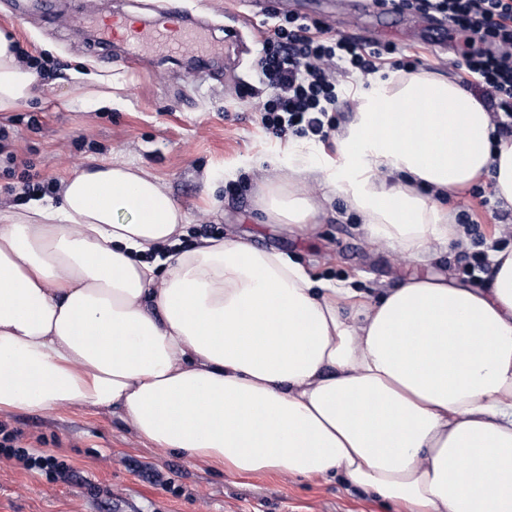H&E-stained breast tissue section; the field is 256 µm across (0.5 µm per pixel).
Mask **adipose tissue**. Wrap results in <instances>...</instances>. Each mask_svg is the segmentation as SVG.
I'll list each match as a JSON object with an SVG mask.
<instances>
[{
  "mask_svg": "<svg viewBox=\"0 0 512 512\" xmlns=\"http://www.w3.org/2000/svg\"><path fill=\"white\" fill-rule=\"evenodd\" d=\"M36 72L0 32V112ZM455 80L383 81L347 152L342 196L370 235L424 261L464 239L421 188L491 172L512 204V139ZM59 203L0 209V411L106 408L154 445L239 475L343 476L405 512H512V251L490 287L413 276L377 291L313 280L239 239L181 248L187 215L161 179L94 162ZM267 224L311 223L298 186L267 188Z\"/></svg>",
  "mask_w": 512,
  "mask_h": 512,
  "instance_id": "adipose-tissue-1",
  "label": "adipose tissue"
}]
</instances>
